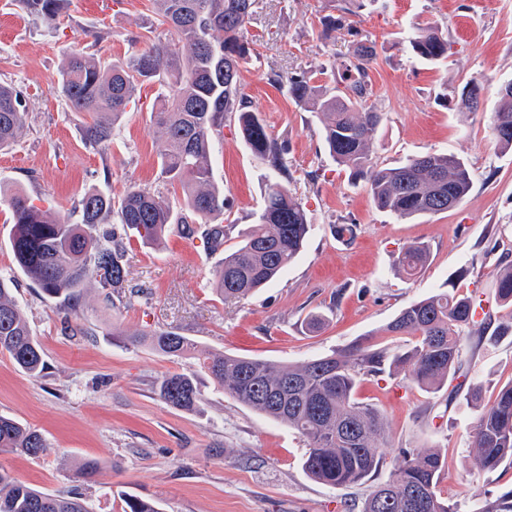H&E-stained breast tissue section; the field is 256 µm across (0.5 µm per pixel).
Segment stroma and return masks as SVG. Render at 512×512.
<instances>
[{
	"label": "stroma",
	"mask_w": 512,
	"mask_h": 512,
	"mask_svg": "<svg viewBox=\"0 0 512 512\" xmlns=\"http://www.w3.org/2000/svg\"><path fill=\"white\" fill-rule=\"evenodd\" d=\"M332 6L256 0L247 25L257 57L240 81L272 136L287 142L288 186L313 224L285 274L258 293L227 305L212 289L214 269L253 223L268 183L266 165L247 151L232 121L212 154L225 208L210 221L225 225L224 248L209 251L203 236L187 240L173 229L158 246L131 241L128 285L145 288V295L111 303L91 285L74 310L58 311L19 275L8 241L10 213L0 208V275L13 277L45 362L32 378L0 353V414L38 430L48 444L37 457L0 453V469L43 491L78 489L88 512H125L131 498L157 502L160 512H360L366 486L336 490L315 482L302 466L303 438L240 405L212 379L201 378L196 411L164 404L157 379L196 370L195 358H170L120 337L124 330H172L206 349L288 364L369 336L392 350L409 349L413 337L387 338L381 329L414 300L440 291L492 303L495 274L512 263V151L496 148L489 122L501 84L512 79V0H364L354 18L376 43L369 77L372 102L385 118L375 160L392 166L447 150L473 173L457 208L408 220L377 209L364 183H351L329 157L318 114L266 80L272 70L316 73L323 64L345 63L350 36H319L318 18ZM426 21L448 40V54L435 67L418 62L409 45ZM158 29L149 0H70L55 30L30 17L21 0H0V83L23 91L28 112L20 141L0 153V177L73 217L93 188L115 198L130 186L163 189L151 119L158 85L137 92L104 149L85 142L86 115L71 111L57 91L72 53L123 60ZM472 79L483 87L476 112L460 107L459 94ZM340 224L352 225L353 238L337 234ZM415 241L429 246L430 257L409 280L395 261ZM313 312L324 318L317 330L307 323ZM462 357L465 373L481 385L479 402L428 393L387 372L361 376L356 397L382 411L392 450L441 449L442 496L459 512H483L487 501L512 489V466L473 469L469 435L482 406L512 383V336L494 345L464 337ZM85 459L99 461L100 472L94 482L74 485Z\"/></svg>",
	"instance_id": "stroma-1"
}]
</instances>
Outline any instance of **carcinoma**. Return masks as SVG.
<instances>
[{
  "instance_id": "1",
  "label": "carcinoma",
  "mask_w": 512,
  "mask_h": 512,
  "mask_svg": "<svg viewBox=\"0 0 512 512\" xmlns=\"http://www.w3.org/2000/svg\"><path fill=\"white\" fill-rule=\"evenodd\" d=\"M28 15L50 28L65 18L68 0H21ZM159 24L174 34L157 40L125 61L106 62L84 51L63 64L58 92L74 112L88 114L84 139L96 146L112 142L117 123L126 114L138 88L159 83L172 90L152 120L162 130L156 142L165 186L180 189L179 206L161 191L130 187L114 198L97 189L80 200V220L70 219L34 202L22 187L0 179V205L12 214L9 244L17 269L45 296L72 309L84 288L95 284L108 301L128 287L127 247L113 230H103L110 215L134 231L143 244L157 245L171 226L191 239L198 225L224 210V196L213 182L211 151L214 136L230 118L251 154L267 165L274 181L264 196L254 224L240 242L224 252L213 273L215 292L226 303L242 299L278 278L297 257L311 230L301 199L284 183L288 178L286 147L267 130L263 118L243 92L240 73L255 51L247 24L255 0H152ZM356 0H338L333 12L319 18L321 35L344 31L359 35L352 16ZM414 54L436 64L446 57L448 42L427 25L410 40ZM376 59L373 42L356 41L345 73L319 84L310 72L268 73L269 84L287 88L292 101L319 114L329 155L351 180L367 183L375 206L400 219L434 216L460 204L472 184L470 167L450 152H432L396 166H378L371 148L384 113L369 103L373 95L368 70ZM511 88L499 90L491 116V134L501 151L512 150ZM23 92L0 84V151L15 146L26 126ZM209 249L224 245V226L204 230ZM428 261L427 247L412 243L396 264L411 279ZM502 306H512V264L502 266L495 280ZM482 301L473 296L441 292L411 302L382 332L413 336L408 351L393 353L358 341L341 351L296 364L197 349L194 340L171 330L119 332L127 344L147 342L172 357L197 353L198 367L236 402L295 430L306 442L303 467L316 482L334 489L369 485L361 512H458L441 496L444 467L441 450H405L385 478H379L390 449L383 413L354 397L360 374L376 375L385 367L409 383L438 392L462 365L463 338L486 340L491 314L476 318ZM0 352L32 378L44 370L41 345L32 333L11 281L0 278ZM166 405L196 410L201 392L194 373L173 372L157 382ZM473 466L492 472L512 464V384L498 393L478 416L470 435ZM48 445L42 434L0 415V452L37 455ZM0 512H86L75 490L48 493L0 470Z\"/></svg>"
}]
</instances>
